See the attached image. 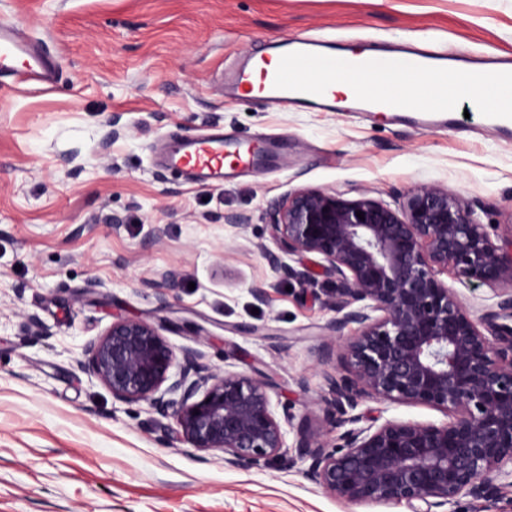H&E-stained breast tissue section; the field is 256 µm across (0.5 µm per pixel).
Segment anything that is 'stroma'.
I'll return each instance as SVG.
<instances>
[{"instance_id":"1","label":"stroma","mask_w":512,"mask_h":512,"mask_svg":"<svg viewBox=\"0 0 512 512\" xmlns=\"http://www.w3.org/2000/svg\"><path fill=\"white\" fill-rule=\"evenodd\" d=\"M4 21L58 74L51 87L0 92V512H412L346 504L300 464L245 470L189 448L147 404L115 400L84 368V348L113 320H145L210 368L265 377L286 447L300 426L326 428L328 282L289 283L272 268L271 207L302 187L397 207L436 185L504 246L512 139L475 111L423 127L388 113L282 110L222 80L303 36L339 51L512 59V0H0ZM115 116L123 133L106 151ZM212 129L262 146L263 166L211 186L158 163L174 137ZM231 210L249 215L246 231L225 226ZM113 212L126 219L116 230L99 222ZM164 270L175 286L160 284ZM257 284L268 303L253 298ZM356 412L364 427L448 420L372 398Z\"/></svg>"}]
</instances>
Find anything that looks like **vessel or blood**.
<instances>
[{
    "instance_id": "1",
    "label": "vessel or blood",
    "mask_w": 512,
    "mask_h": 512,
    "mask_svg": "<svg viewBox=\"0 0 512 512\" xmlns=\"http://www.w3.org/2000/svg\"><path fill=\"white\" fill-rule=\"evenodd\" d=\"M318 47L317 41L300 40L281 52L274 66L266 58H258L253 71L239 72L234 84L243 93H258L280 108L299 102L325 107L329 104L330 88L320 81H302L301 76L308 72L338 75L358 85L351 111L399 110L405 106L407 93L414 91L432 100L433 120L440 123L446 121L449 109L456 103V85L474 83L493 107L485 115L486 122L501 132L512 133V68L487 73L462 68L451 85L442 73L443 59L439 56L414 50L399 57H343L321 53ZM382 68L397 69L398 81L364 82V74ZM57 70L56 61L26 43L14 27L0 25V80H34L50 86ZM258 162L257 150L226 140L220 134L184 139L166 157L168 166L182 170L190 180L215 186L223 184L225 167L253 166Z\"/></svg>"
}]
</instances>
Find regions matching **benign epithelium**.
<instances>
[{"label":"benign epithelium","mask_w":512,"mask_h":512,"mask_svg":"<svg viewBox=\"0 0 512 512\" xmlns=\"http://www.w3.org/2000/svg\"><path fill=\"white\" fill-rule=\"evenodd\" d=\"M269 230L280 253L318 257L336 284L320 356L343 369L324 374L330 429L298 431L306 476L351 505L418 502L434 512L462 493L499 500L494 475L512 464V250L492 241L466 200L436 185L412 189L397 208L366 193L297 189L270 213ZM271 260L284 278H312L304 266ZM450 270L495 290V308L475 317L441 279ZM351 324L357 332L344 334ZM201 358L176 351L149 322L120 319L86 346L84 366L116 400L171 419L191 448L244 469L284 459L270 385ZM367 396L451 419L358 427L350 411Z\"/></svg>","instance_id":"1"}]
</instances>
